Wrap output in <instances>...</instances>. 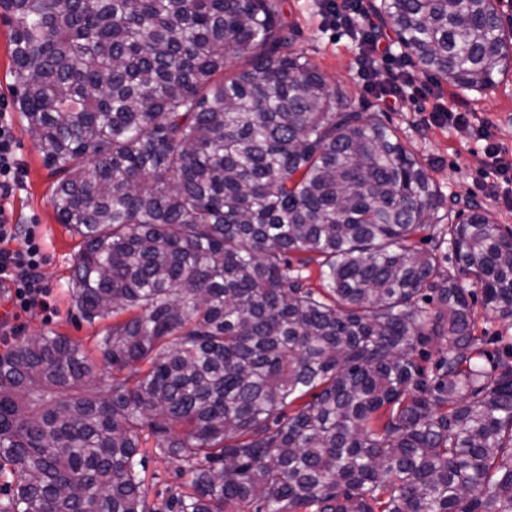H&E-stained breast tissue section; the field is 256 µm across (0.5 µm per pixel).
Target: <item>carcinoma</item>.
Returning a JSON list of instances; mask_svg holds the SVG:
<instances>
[{
    "instance_id": "1",
    "label": "carcinoma",
    "mask_w": 512,
    "mask_h": 512,
    "mask_svg": "<svg viewBox=\"0 0 512 512\" xmlns=\"http://www.w3.org/2000/svg\"><path fill=\"white\" fill-rule=\"evenodd\" d=\"M499 3L369 8L464 91L512 68ZM0 9L17 111L81 238L69 291L112 367L99 386L54 331L0 354V512H149L145 436L186 479L166 512H512V353L486 358L472 301L512 319L511 231L446 202L274 0Z\"/></svg>"
}]
</instances>
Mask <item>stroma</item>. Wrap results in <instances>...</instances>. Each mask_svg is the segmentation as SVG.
<instances>
[{
  "instance_id": "1",
  "label": "stroma",
  "mask_w": 512,
  "mask_h": 512,
  "mask_svg": "<svg viewBox=\"0 0 512 512\" xmlns=\"http://www.w3.org/2000/svg\"><path fill=\"white\" fill-rule=\"evenodd\" d=\"M282 22L296 31L295 48L316 65L330 85L340 88L350 98L362 101L370 112H380L394 126L403 145L425 164L441 193L458 202L482 205L492 220L512 229V208L503 200L487 195L485 186L494 176L485 164L483 145L474 138L473 127L487 124L506 158L512 159V72L500 84L482 92L456 94L452 88L443 93L449 106L468 112L466 128L428 125L424 122L425 101L417 96L388 106L365 92L358 72L354 42L346 31L330 26L320 16L315 0H276ZM11 25L0 12V113H6L17 143L16 156L22 170L20 182L8 198L14 223L34 229L44 243L47 256L41 268L44 283L51 290L53 310H33L21 314V332L0 329V352L6 346L43 331L69 336L85 348H93L101 323H87L78 317L68 291L71 267L75 260L78 237L59 224L51 204L55 174L48 168L14 107L16 96L10 55ZM148 491L154 512H162L172 491L182 479L175 463L160 458L153 446L142 452Z\"/></svg>"
}]
</instances>
